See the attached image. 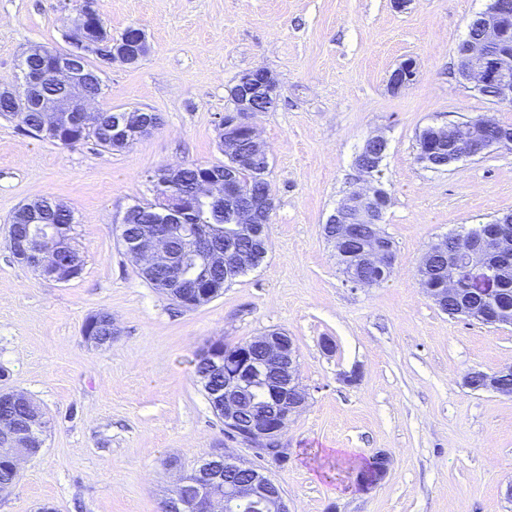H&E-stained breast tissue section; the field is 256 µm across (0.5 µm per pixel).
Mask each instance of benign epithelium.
<instances>
[{"label": "benign epithelium", "mask_w": 512, "mask_h": 512, "mask_svg": "<svg viewBox=\"0 0 512 512\" xmlns=\"http://www.w3.org/2000/svg\"><path fill=\"white\" fill-rule=\"evenodd\" d=\"M70 26L72 49L61 53L37 48L36 52L45 58L43 67L26 72L21 86L0 91V96L15 100L17 116L21 117L25 131L41 136L49 128L78 127L84 131L92 128L99 134L112 137L114 145L153 133L157 128L156 119L140 109H113L108 123L97 124L93 115L101 111V105L88 98L83 87V64L91 56L105 63L120 61L127 65L135 64L147 48L142 28L131 27L120 40L112 41L94 8V0H81L70 18ZM469 28L481 30V36L469 38L458 46L459 77L481 95L491 91L492 103L511 105L512 0H489L487 9L472 20ZM259 73L262 76L259 84L252 83L247 74L240 78L233 106L224 113L218 125L224 151L236 166L241 161L236 154L239 135L249 136L257 149L264 148L255 124L257 109L253 104L254 98L259 95L278 96V80L274 74L264 69ZM416 74L415 61L407 59L392 72L389 85L391 89L399 90L413 82ZM49 80L58 84L62 92L42 99V111L48 113L51 121L35 129L27 121L30 98ZM431 129L436 143L422 151L423 163L444 148L448 149L450 165L463 158L481 157L495 149L512 150V128L502 126L484 115L435 124ZM177 174L178 170L169 168L158 179L160 189L169 196V202L164 206V223L153 225L142 237L128 241V246L130 255L140 266L146 267L166 255L172 225L187 223L196 200L224 208V213L228 214V221L224 224V242L228 246L224 247V252L218 253L212 249L211 243L215 237L212 225L196 224L191 227L190 238L197 270L190 279H178V287L182 305L193 308L224 288V285L206 277L203 273L205 266L217 260L223 262L226 268L248 266V261L230 243L240 237L263 239L266 225L262 224V220L268 213L269 204L264 198H254L246 204L235 205L234 200L240 190L232 168L224 169L222 175L211 170L203 171L193 199L171 192ZM387 203L388 194L377 186L356 188L327 220L329 224L340 225V231L328 235V239L333 243L336 255L344 260L350 257L346 249L353 243L356 234L353 225L348 223L350 218L369 225L375 238L370 249L347 265V279L356 287L378 284L386 279L393 268L395 254L377 227ZM57 236L62 242L57 252L41 248L32 237L12 240L10 247L41 277L64 283L80 273L82 263L74 259L61 261V252L70 251L69 230L65 229ZM450 260L461 266L462 274L449 280L444 288L426 289L427 295L439 306L447 296L461 299L481 296L486 300L485 307H471L462 301L453 315L493 327L512 325V308L503 309L497 302L501 288L512 279V221L503 218L493 224L480 225L477 233L459 239L458 251L450 254ZM199 357L211 369L224 371V392H211L215 412L224 424V434L255 449L264 458H285L282 436L292 417L304 409L308 399L299 383L298 352L292 338L283 332L271 331L233 346L214 340L199 351ZM511 372L504 369L483 373L481 389L512 396V386L503 384V378ZM258 387L268 389L274 409L270 412L258 407L244 418L240 414L241 397ZM32 456L33 452L26 448H5L0 451V458L9 459V464L17 472L21 464ZM217 459L223 461L226 471H248L250 479L234 484L225 483L222 474L214 467ZM375 460L378 464L376 477L360 478L361 485L367 489L387 474L388 457L379 454ZM193 477L192 490H187V479H182L177 498L166 500L162 512H239L240 506L246 503L260 505L263 512H289L287 497L271 476L228 452L210 453L203 457Z\"/></svg>", "instance_id": "7a95c632"}]
</instances>
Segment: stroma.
Returning a JSON list of instances; mask_svg holds the SVG:
<instances>
[{"mask_svg":"<svg viewBox=\"0 0 512 512\" xmlns=\"http://www.w3.org/2000/svg\"><path fill=\"white\" fill-rule=\"evenodd\" d=\"M76 0H0V89L16 84L36 46L70 48ZM487 0H95L112 34L140 25L149 50L106 70V107L156 113L161 124L122 151L88 141L64 147L0 116V367L7 387L41 407L49 429L0 495V512H160L181 476L209 452L263 464L291 512H512V397L474 391L473 369L512 366V327L442 312L417 269L448 233L512 211V152L431 171L417 160L429 125L485 115L512 126L460 79L457 45ZM413 84L388 78L405 59ZM279 83L256 126L270 156L275 208L262 264L210 302L185 309L152 288L120 241L134 204L152 201L150 177L182 164H220L218 123L246 71ZM387 141L379 184L390 196L382 230L395 263L381 284L353 288L324 225L369 184L355 158ZM48 198L74 217L84 259L66 283L17 264L9 222ZM112 316L110 347L83 335ZM291 336L308 401L283 437L284 461L261 463L229 439L194 376L212 340ZM333 351H325V343ZM357 372L356 382L344 374ZM385 479L362 491L375 455Z\"/></svg>","mask_w":512,"mask_h":512,"instance_id":"obj_1","label":"stroma"}]
</instances>
